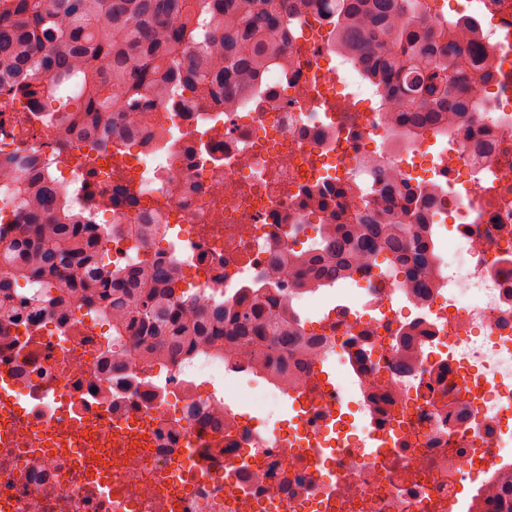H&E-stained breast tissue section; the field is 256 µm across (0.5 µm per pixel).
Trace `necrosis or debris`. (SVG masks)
<instances>
[{"label": "necrosis or debris", "mask_w": 512, "mask_h": 512, "mask_svg": "<svg viewBox=\"0 0 512 512\" xmlns=\"http://www.w3.org/2000/svg\"><path fill=\"white\" fill-rule=\"evenodd\" d=\"M453 10L481 24L496 79L439 161L431 141L395 135L385 98L309 22L262 102L130 118L145 135L171 127L154 156L121 142L75 166L28 100L0 94V159H36L78 213L107 215L113 264L174 256L181 287L216 302L266 276L293 225L360 204L376 169L413 185L428 161L456 185L421 217L456 226L434 235L433 281L411 291L370 270L289 377L208 349L155 362L134 338L100 335L80 301L63 322L48 310L31 329L0 323V512H448L455 499L469 512L466 488L493 512L491 484L512 469V0ZM157 212L165 229L142 236L137 217ZM108 356L127 358L130 384L105 374ZM220 375L272 392L290 417L269 430L241 389L201 391Z\"/></svg>", "instance_id": "necrosis-or-debris-1"}]
</instances>
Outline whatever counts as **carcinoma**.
<instances>
[{
    "label": "carcinoma",
    "instance_id": "1",
    "mask_svg": "<svg viewBox=\"0 0 512 512\" xmlns=\"http://www.w3.org/2000/svg\"><path fill=\"white\" fill-rule=\"evenodd\" d=\"M318 2L336 52L381 89L406 133L450 137L453 118L480 106L477 87L491 72L474 23H432L422 0ZM310 8L311 0H0V86L34 112L67 91L49 124L57 149H105L127 133L113 118L117 102L131 114L261 97L269 72H287L292 23ZM0 179L24 207L18 221L0 223V322L29 326L77 295L90 312L111 315L117 335L171 362L226 343L279 345L300 358L314 339L293 303L278 308L283 295L356 280L380 256L410 281L435 267L428 232L406 223L430 208L434 190L387 181L377 197L338 215L312 250L276 256L274 265L294 273L290 292L268 278L228 309L204 302L188 315L175 259L114 268L103 229L79 223L49 172L10 158L0 161ZM20 280L40 291L16 294ZM495 508L512 512L511 473L498 480Z\"/></svg>",
    "mask_w": 512,
    "mask_h": 512
}]
</instances>
